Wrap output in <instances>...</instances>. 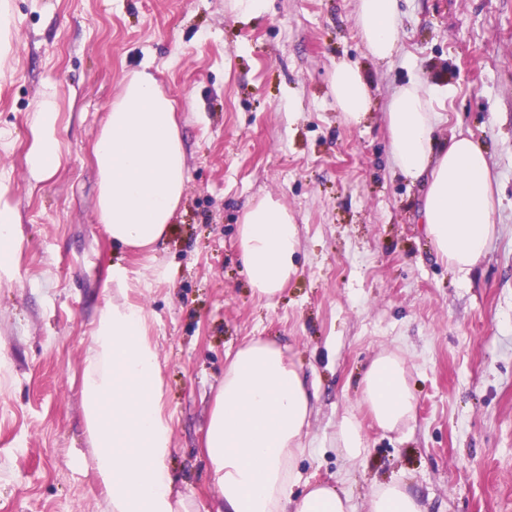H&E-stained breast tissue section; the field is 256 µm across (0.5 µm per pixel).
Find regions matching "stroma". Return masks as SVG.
I'll return each instance as SVG.
<instances>
[{
	"instance_id": "obj_1",
	"label": "stroma",
	"mask_w": 512,
	"mask_h": 512,
	"mask_svg": "<svg viewBox=\"0 0 512 512\" xmlns=\"http://www.w3.org/2000/svg\"><path fill=\"white\" fill-rule=\"evenodd\" d=\"M0 57V183L19 218L0 259V512H106L81 378L103 307L148 313L172 427L167 464L195 512L216 488L201 448L227 355L253 338L286 346L316 394L303 480L367 512L374 483L405 482L426 512H512V0H401V48L369 55L354 0H7ZM366 76L357 126L337 112V61ZM150 65L177 101L188 180L165 244H113L97 216L92 145L126 76ZM446 86L445 129L472 133L497 177L498 232L460 276L432 254L421 193L396 176L386 104L400 85ZM59 107L64 161L34 183L33 111ZM272 195L298 227V272L258 299L237 242L245 205ZM401 348L416 418H364L367 450L331 443L358 408L373 356Z\"/></svg>"
}]
</instances>
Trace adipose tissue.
<instances>
[{
    "mask_svg": "<svg viewBox=\"0 0 512 512\" xmlns=\"http://www.w3.org/2000/svg\"><path fill=\"white\" fill-rule=\"evenodd\" d=\"M400 0H356L360 32L378 61L400 50ZM336 108L360 124L371 89L358 66L338 62L330 76ZM446 89L416 80L390 98L386 123L399 175L425 186L419 221L436 255L469 273L497 233V184L480 140L443 135L436 104ZM53 95L38 104L30 126L28 168L50 179L64 156ZM99 176L98 219L113 242L157 249L183 197L185 152L175 101L147 70L132 73L106 114L92 147ZM242 261L256 296L271 302L296 272L297 226L287 207L267 195L244 210ZM142 306L110 302L91 332L81 396L94 450L93 470L109 512H194L176 490L166 461L172 430L162 410L160 361L147 338ZM402 349L380 351L361 379L360 403L376 425L398 432L413 420L416 399ZM313 395L285 347L243 343L224 363L205 433L204 453L217 488L215 512H350L346 495L326 483L301 495L297 463L308 450ZM368 512H426L405 484L374 485Z\"/></svg>",
    "mask_w": 512,
    "mask_h": 512,
    "instance_id": "ef3b65f1",
    "label": "adipose tissue"
}]
</instances>
